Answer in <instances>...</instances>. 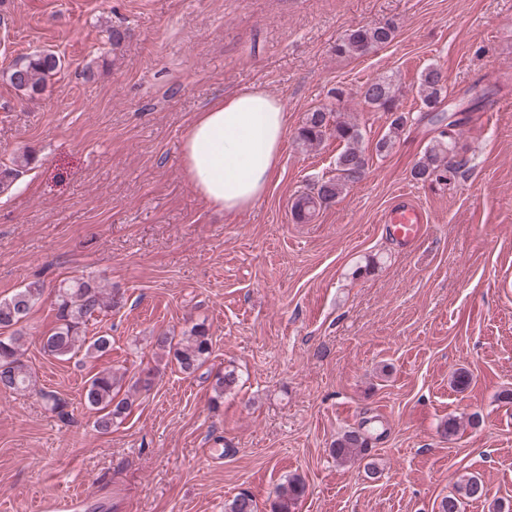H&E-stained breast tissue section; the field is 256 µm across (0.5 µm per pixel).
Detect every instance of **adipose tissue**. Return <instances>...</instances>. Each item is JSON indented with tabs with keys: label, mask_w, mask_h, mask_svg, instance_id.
Segmentation results:
<instances>
[{
	"label": "adipose tissue",
	"mask_w": 512,
	"mask_h": 512,
	"mask_svg": "<svg viewBox=\"0 0 512 512\" xmlns=\"http://www.w3.org/2000/svg\"><path fill=\"white\" fill-rule=\"evenodd\" d=\"M287 130L281 100L236 90L199 112L182 144L184 175L206 203L234 215L267 192Z\"/></svg>",
	"instance_id": "adipose-tissue-1"
}]
</instances>
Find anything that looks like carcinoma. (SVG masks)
Instances as JSON below:
<instances>
[{
  "mask_svg": "<svg viewBox=\"0 0 512 512\" xmlns=\"http://www.w3.org/2000/svg\"><path fill=\"white\" fill-rule=\"evenodd\" d=\"M395 37V27L363 26L351 30L334 45L338 56L361 57L368 52L387 45ZM21 66L8 72L11 85L28 96L42 91L47 79L61 67L60 58L52 52H37L19 58ZM443 73L440 68L429 65L423 69L417 89V97L426 111L436 110L445 99ZM364 102L380 112L391 116L388 133L376 142L375 150L381 154L388 151L400 138L407 123V113L400 108L399 96L390 77L375 79L361 89ZM458 132H440L411 170L415 181L445 184L462 174L467 161L451 162L448 155L457 147ZM297 139L306 146L319 145L333 139L341 146L336 157L335 174L313 183L311 190L298 197L293 205L294 218L299 221L311 219L317 208L340 198L358 179L350 175L354 169L367 170L369 157L363 147V134L358 124L337 117L321 109L308 113L300 127ZM31 158L24 153L13 160V166L0 171V185L9 186L19 169L30 164ZM43 295V284L34 281L17 289L11 296L0 299V389L22 392L32 385V372L24 355L26 339L19 325L29 315ZM118 294L101 286L95 277L76 278L62 282L54 300L55 326L41 338L44 354L56 359L71 357L84 351L88 358L101 357L112 350V341L105 335L86 342L85 325L95 314L118 304ZM155 348L164 356H173L181 372L192 375L207 361L211 354V338L202 324L192 328V334L177 341L166 333L154 337ZM125 374L110 369L94 373L84 387V403L94 410V426L101 434L112 431L114 422L127 414L133 405V395L151 385L148 377H138L126 393H121ZM238 375L226 370L215 377L212 384L215 398L237 386ZM40 397L45 406L61 422L73 419L70 401L56 391H42ZM367 430H350L336 440L332 454L337 460L347 462L364 458L371 439ZM306 491L305 483L298 477H290L279 486L271 512H295L298 501ZM486 496L482 480L477 476L465 479L459 494L443 497L438 512H461L462 499L480 500Z\"/></svg>",
  "mask_w": 512,
  "mask_h": 512,
  "instance_id": "cac0c4a2",
  "label": "carcinoma"
}]
</instances>
